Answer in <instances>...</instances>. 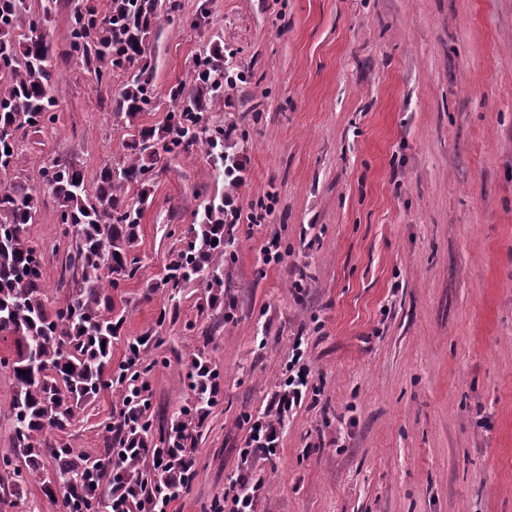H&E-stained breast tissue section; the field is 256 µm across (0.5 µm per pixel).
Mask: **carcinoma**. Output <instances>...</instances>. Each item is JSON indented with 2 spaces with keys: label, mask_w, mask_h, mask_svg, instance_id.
I'll list each match as a JSON object with an SVG mask.
<instances>
[{
  "label": "carcinoma",
  "mask_w": 512,
  "mask_h": 512,
  "mask_svg": "<svg viewBox=\"0 0 512 512\" xmlns=\"http://www.w3.org/2000/svg\"><path fill=\"white\" fill-rule=\"evenodd\" d=\"M56 4L0 0V176L13 174L0 186V337L11 338L14 349L12 357H0V367L16 387L9 407L13 446L37 462L47 446L44 436L66 430L85 403L107 387L125 403L104 426L105 447L120 448L135 436L147 446L193 448L217 403L219 378L203 354H194L188 372L193 405L152 439L145 419L147 386H126L150 366L138 359L131 375L122 365L112 369V340L123 323L112 291L140 269L138 228L160 160L200 148L224 175V125L207 115V104L224 98V53L213 46L197 55L194 70L202 77L169 89L172 107L161 126L140 124L136 119L155 107L149 40L160 23L159 0H109L105 12L91 0H71L66 43L59 52L50 34ZM61 63L83 68L98 88L111 86L115 74L127 75L110 100L114 117L127 130L126 153L104 165L91 185L82 169L49 160L39 170L38 188L16 172L17 160L28 132L51 129L58 120L55 85ZM49 204L61 235L72 241L61 264L57 299L48 296L40 249L26 236L27 225L36 223ZM181 242L166 274L144 298L152 299L161 288L175 291L197 283L212 305H223L224 250L231 245L224 195L197 205ZM54 457L70 512H99L102 498L85 493L92 470L88 459L68 448L54 449ZM0 473L10 481L7 491L22 498L34 469L24 473L5 457Z\"/></svg>",
  "instance_id": "obj_1"
}]
</instances>
